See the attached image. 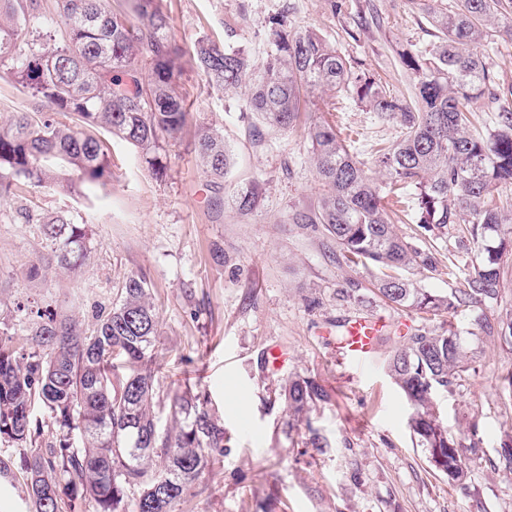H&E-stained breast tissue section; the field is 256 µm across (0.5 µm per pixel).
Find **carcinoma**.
<instances>
[{
	"label": "carcinoma",
	"instance_id": "carcinoma-1",
	"mask_svg": "<svg viewBox=\"0 0 512 512\" xmlns=\"http://www.w3.org/2000/svg\"><path fill=\"white\" fill-rule=\"evenodd\" d=\"M129 2L124 11L112 9L110 0H56V15L48 17L42 0H0V72L42 103L40 111L17 112L0 128L1 201L28 185L66 181L43 169V159L67 163L84 182L105 183L110 162L98 128L133 145L155 175L166 174L162 144L176 139L189 117L176 84L182 50L169 39L163 0ZM423 8L435 39L398 53L413 80L408 97L387 91L316 31L291 30L286 10L268 20L259 55L231 44L236 31L228 28L222 43L199 40L193 56L208 83L245 90L249 112L269 128L294 129L310 111V98L332 91L351 93L399 126V140L375 159L390 197L335 125L310 123L306 138L319 195L301 220L321 225L348 262L375 268V288L385 300L436 315L497 301L512 266V203L493 198L497 185L512 183V111L495 113L492 126L479 130L468 110L470 101L500 89L485 47L512 41V0ZM197 154L217 180L234 165L216 128L200 129ZM407 185L418 190L421 229L446 234L452 226L480 255L463 287L448 294L401 274L415 264L436 270L434 257L395 233V190ZM259 197L251 184L235 202L250 211ZM41 224L56 265L75 268L84 228L62 214ZM16 310L25 313L22 340L0 310V446L23 451L33 512L82 505L92 512H180L201 474L224 457V425L190 380L161 391L151 367L160 322L147 277L129 276L90 334L71 315L21 304ZM465 360L463 340L450 325L412 334L389 362L413 409L409 427L445 474L451 464L462 468L463 444L440 422L433 395L461 377ZM279 396L292 421L327 398L315 379L298 374L280 385ZM165 402L179 420L176 428L161 421ZM37 406L56 426L50 442H43V426L33 417Z\"/></svg>",
	"mask_w": 512,
	"mask_h": 512
}]
</instances>
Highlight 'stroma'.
I'll use <instances>...</instances> for the list:
<instances>
[{
    "instance_id": "stroma-1",
    "label": "stroma",
    "mask_w": 512,
    "mask_h": 512,
    "mask_svg": "<svg viewBox=\"0 0 512 512\" xmlns=\"http://www.w3.org/2000/svg\"><path fill=\"white\" fill-rule=\"evenodd\" d=\"M165 0L171 40L185 54L178 85L190 116L180 139L166 143L163 177L135 149L112 135L103 140L112 160L104 184L84 188L77 173L51 159L44 166L73 180L71 189L47 182L0 201V303L29 300L77 317L93 330L126 278L152 283L161 334L153 368L162 386L191 377L224 423V457L205 471L182 512H512V470L502 446L512 430V397L498 377L512 368V344L497 329L512 317V273L497 303L426 316L386 303L372 276L346 261L320 226L299 222L319 191L311 145L303 130L258 124L244 93L209 87L187 51L201 37L223 39L234 27L238 44L258 47L269 17L287 12L293 26L313 28L388 89L407 93L401 49L432 38L417 0ZM351 138L352 150L373 170L377 149L400 137L348 95L335 108L312 113ZM222 129L235 164L212 183L194 150L199 127ZM262 186L257 207L237 210L238 186ZM64 213L85 229L82 263L30 277L51 253L42 227L22 209ZM415 188L405 195L399 235L433 253L436 271L415 268L427 290L445 294L478 261L461 249L456 230L446 235L417 225ZM367 317L381 325L372 352L356 362L342 346L341 325ZM454 325L467 347V369L439 389L435 410L466 446L464 477L449 481L429 462L410 428L412 409L387 363L405 336ZM285 360L267 363L271 347ZM315 378L328 392L306 420L289 423L278 386L289 376ZM319 433L322 447L310 438ZM9 471L0 472V512H30L17 449L1 448Z\"/></svg>"
}]
</instances>
